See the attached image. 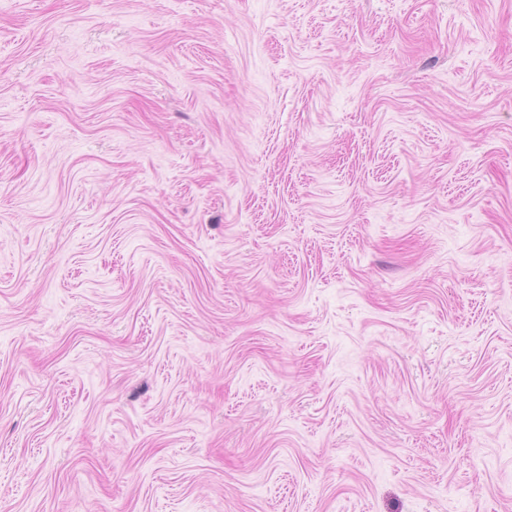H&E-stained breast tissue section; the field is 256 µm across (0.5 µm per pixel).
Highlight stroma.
I'll return each instance as SVG.
<instances>
[{"mask_svg": "<svg viewBox=\"0 0 512 512\" xmlns=\"http://www.w3.org/2000/svg\"><path fill=\"white\" fill-rule=\"evenodd\" d=\"M0 512H512V0H0Z\"/></svg>", "mask_w": 512, "mask_h": 512, "instance_id": "35a3bbf8", "label": "stroma"}]
</instances>
